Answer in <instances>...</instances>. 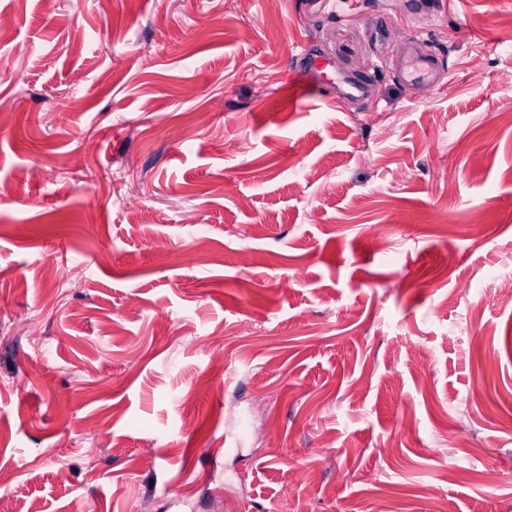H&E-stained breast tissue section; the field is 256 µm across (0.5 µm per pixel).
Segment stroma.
I'll use <instances>...</instances> for the list:
<instances>
[{
  "label": "stroma",
  "mask_w": 512,
  "mask_h": 512,
  "mask_svg": "<svg viewBox=\"0 0 512 512\" xmlns=\"http://www.w3.org/2000/svg\"><path fill=\"white\" fill-rule=\"evenodd\" d=\"M0 13V512H512V0ZM296 65L294 69V76L303 74L307 77H312L315 80L314 86L311 88H300L296 89L297 93L307 94L309 92H314L315 94L318 92V84L316 81V76L319 78L323 64L316 56H309L307 54L306 48L303 45L299 46V50L295 51ZM400 82L407 87L414 86L419 80L430 78V66L427 62L418 59H411L405 66L397 71Z\"/></svg>",
  "instance_id": "35a3bbf8"
}]
</instances>
